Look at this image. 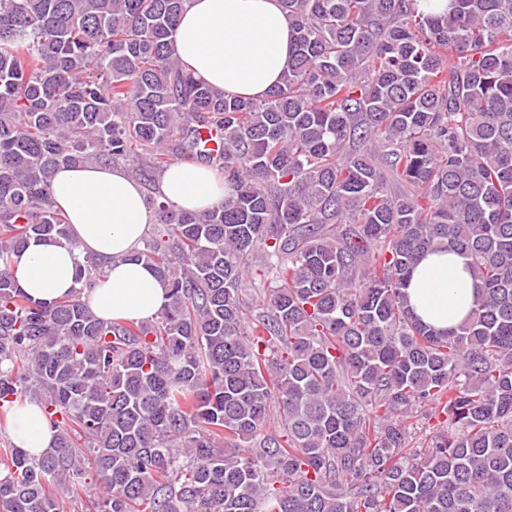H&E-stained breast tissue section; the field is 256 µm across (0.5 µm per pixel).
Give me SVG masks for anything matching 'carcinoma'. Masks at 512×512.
<instances>
[{"mask_svg": "<svg viewBox=\"0 0 512 512\" xmlns=\"http://www.w3.org/2000/svg\"><path fill=\"white\" fill-rule=\"evenodd\" d=\"M185 4L0 0V411L55 429L0 448V512L90 482L89 512H512V0H280L294 59L261 100L195 82ZM179 159L226 195L152 199L156 320L98 318L90 254L63 298L20 288L13 256L68 239L58 169L150 186ZM439 251L476 288L448 330L405 294ZM427 406L441 429L411 448ZM10 428L13 441L31 454H43L53 445L54 430L36 404L15 405L10 412Z\"/></svg>", "mask_w": 512, "mask_h": 512, "instance_id": "obj_1", "label": "carcinoma"}]
</instances>
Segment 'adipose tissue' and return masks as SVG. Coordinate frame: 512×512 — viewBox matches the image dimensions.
<instances>
[{
    "label": "adipose tissue",
    "instance_id": "adipose-tissue-1",
    "mask_svg": "<svg viewBox=\"0 0 512 512\" xmlns=\"http://www.w3.org/2000/svg\"><path fill=\"white\" fill-rule=\"evenodd\" d=\"M176 52L194 78L225 96L261 99L288 68L293 31L278 0H188L174 32ZM163 199L178 209L204 211L220 204L224 189L207 167L176 164L160 178ZM50 193L68 215L69 241H31L13 258L12 271L31 297L53 301L75 285L76 260L90 253L109 265L107 277L85 293L101 319L156 317L169 290L154 270L134 261L150 224L149 199L138 180L106 164L62 168ZM476 288L465 260L454 253L428 254L413 271L406 293L424 322L449 329L467 315ZM14 442L40 455L54 431L33 403L10 413Z\"/></svg>",
    "mask_w": 512,
    "mask_h": 512
}]
</instances>
